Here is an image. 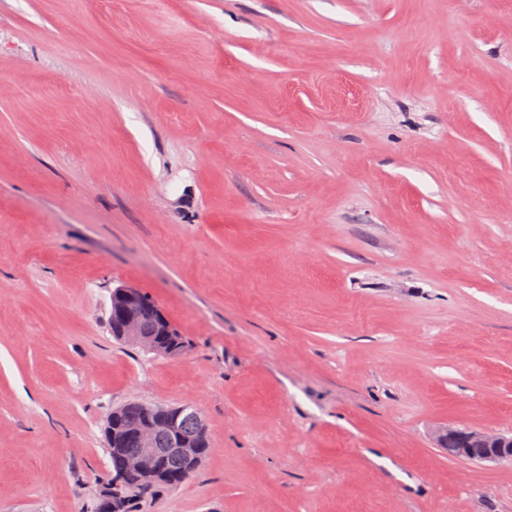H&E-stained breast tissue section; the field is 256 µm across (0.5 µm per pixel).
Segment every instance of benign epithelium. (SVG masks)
Wrapping results in <instances>:
<instances>
[{
  "instance_id": "1",
  "label": "benign epithelium",
  "mask_w": 512,
  "mask_h": 512,
  "mask_svg": "<svg viewBox=\"0 0 512 512\" xmlns=\"http://www.w3.org/2000/svg\"><path fill=\"white\" fill-rule=\"evenodd\" d=\"M112 321L115 333L153 353H175V347L162 341L175 335L173 325L158 305H148L141 291L133 286L120 285L112 290ZM190 417L194 421L198 438L185 440L181 434V421ZM163 428L168 439L164 447H157L156 433ZM140 452L122 457L109 484L117 485L130 478L143 482L164 479L163 464L176 453L185 460V468L176 481H185L209 453L207 426L196 408L184 404L170 408L149 407L143 424L134 431ZM454 455L477 464H498L512 459V434L491 433L469 427H448L441 436Z\"/></svg>"
}]
</instances>
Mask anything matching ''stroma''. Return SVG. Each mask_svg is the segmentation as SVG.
Returning <instances> with one entry per match:
<instances>
[{
	"label": "stroma",
	"instance_id": "1",
	"mask_svg": "<svg viewBox=\"0 0 512 512\" xmlns=\"http://www.w3.org/2000/svg\"><path fill=\"white\" fill-rule=\"evenodd\" d=\"M129 401L211 443L140 512H512V0H0V512ZM111 299L113 328L117 336L153 353L175 354L173 345L161 342L166 336H175L173 325L159 305L145 303H156L152 298L143 292L141 295L138 288L120 285L112 290ZM112 321L109 314L111 332ZM454 455L477 464H498L512 459V434L491 433L469 427H448L440 439ZM448 457L455 458L448 448Z\"/></svg>",
	"mask_w": 512,
	"mask_h": 512
}]
</instances>
